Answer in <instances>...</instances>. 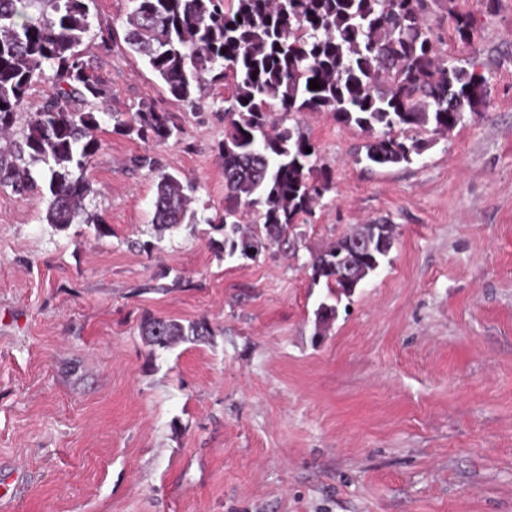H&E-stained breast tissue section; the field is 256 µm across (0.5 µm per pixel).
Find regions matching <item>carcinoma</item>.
Here are the masks:
<instances>
[{
  "mask_svg": "<svg viewBox=\"0 0 512 512\" xmlns=\"http://www.w3.org/2000/svg\"><path fill=\"white\" fill-rule=\"evenodd\" d=\"M89 0H0V188L25 196L39 187L31 167L42 164L49 193L47 223L59 230L92 224L90 185L83 173L100 148L93 135L96 111L110 87L83 59L90 33ZM123 41L166 85L175 100L200 106L204 90L224 85V214L211 228L222 233L229 257L256 258L272 247H293L288 231L306 223L313 204L333 186L317 162V148L300 126H284L299 112H331L336 121L365 131V159L375 165L409 163L427 141L405 131L445 135L487 103L486 78L448 67L442 37L430 16L440 0H131ZM457 40L473 34L468 15L453 13ZM53 89L34 112L23 105L45 66ZM317 80L320 88L309 89ZM23 124L21 138L14 127ZM139 138L166 143L178 130L175 115L150 102L116 121ZM311 148L306 152L305 148ZM158 171L151 224L162 234L197 223L190 209L193 186L158 170L150 154L133 160ZM259 223L242 225L247 212ZM371 248L346 251L350 241ZM394 242L391 224H363L311 257L314 279L328 292L346 293V268L380 265ZM203 322L184 325L146 316L140 335L153 347L200 342Z\"/></svg>",
  "mask_w": 512,
  "mask_h": 512,
  "instance_id": "1",
  "label": "carcinoma"
}]
</instances>
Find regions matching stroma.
<instances>
[{"instance_id": "35a3bbf8", "label": "stroma", "mask_w": 512, "mask_h": 512, "mask_svg": "<svg viewBox=\"0 0 512 512\" xmlns=\"http://www.w3.org/2000/svg\"><path fill=\"white\" fill-rule=\"evenodd\" d=\"M128 10L92 0L116 39L81 47L112 89L86 173L105 234L47 224L46 191L0 189V512H512V0L436 7L447 65L490 96L412 163L366 167L357 127L296 115L334 185L295 251L254 260L225 258L208 224L223 88L176 101L126 51ZM145 100L177 137L115 128ZM146 152L195 183L197 224L154 231ZM380 220L389 255L331 301L311 255ZM147 314L210 335L152 347Z\"/></svg>"}]
</instances>
